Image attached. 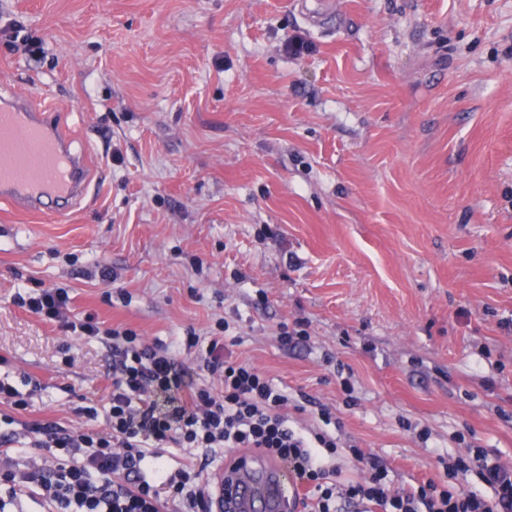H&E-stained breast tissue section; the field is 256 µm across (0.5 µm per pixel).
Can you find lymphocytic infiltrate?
<instances>
[{
  "instance_id": "f902f5d3",
  "label": "lymphocytic infiltrate",
  "mask_w": 512,
  "mask_h": 512,
  "mask_svg": "<svg viewBox=\"0 0 512 512\" xmlns=\"http://www.w3.org/2000/svg\"><path fill=\"white\" fill-rule=\"evenodd\" d=\"M68 300L63 288L15 297L28 311L111 346L108 430L92 427L98 416L92 405L80 409L89 427L74 434L53 422L28 425L32 447L63 450L68 463L23 469L12 457H0V512L26 497L42 498L50 512H161L168 501L180 512H210L203 469L240 448L287 463L306 489L304 512H512V467L489 461L480 449L450 462L448 480L396 491L383 460L352 444L349 454L368 474L339 482L331 410L319 406L320 427L290 426L287 391L257 367L225 357L223 336L204 342L192 335L169 349L130 329H101L91 314L72 321ZM193 369L216 377V384L193 383ZM165 448L206 454L200 466L172 469L162 459ZM470 470L481 487L453 484V477Z\"/></svg>"
}]
</instances>
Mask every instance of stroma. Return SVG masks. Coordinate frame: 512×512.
<instances>
[{"instance_id": "1", "label": "stroma", "mask_w": 512, "mask_h": 512, "mask_svg": "<svg viewBox=\"0 0 512 512\" xmlns=\"http://www.w3.org/2000/svg\"><path fill=\"white\" fill-rule=\"evenodd\" d=\"M322 3L315 27L296 0H0L42 46L0 38V83L54 97L107 172L63 218L0 203L15 432L108 401L111 350L13 302L64 288L72 319L150 343L224 320L293 425L328 406L391 487L475 448L512 465V0ZM299 320L309 340L282 344ZM6 450L42 459L22 435Z\"/></svg>"}]
</instances>
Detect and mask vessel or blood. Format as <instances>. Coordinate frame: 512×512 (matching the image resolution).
<instances>
[{
    "label": "vessel or blood",
    "instance_id": "vessel-or-blood-1",
    "mask_svg": "<svg viewBox=\"0 0 512 512\" xmlns=\"http://www.w3.org/2000/svg\"><path fill=\"white\" fill-rule=\"evenodd\" d=\"M54 100L8 93L0 96V202L20 214L64 211L90 195L86 156L74 153L54 121ZM216 512H293L303 489L282 462L259 452L238 454L218 473Z\"/></svg>",
    "mask_w": 512,
    "mask_h": 512
}]
</instances>
